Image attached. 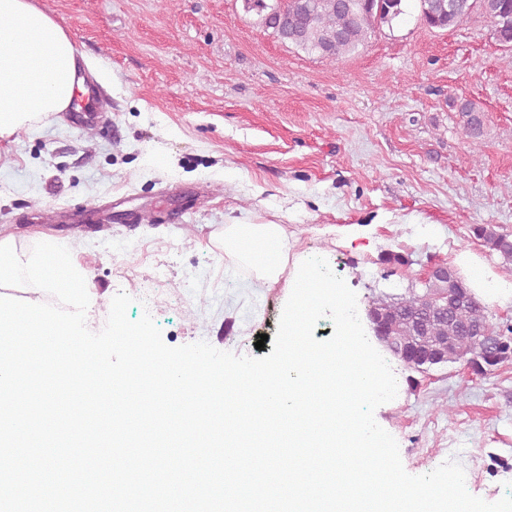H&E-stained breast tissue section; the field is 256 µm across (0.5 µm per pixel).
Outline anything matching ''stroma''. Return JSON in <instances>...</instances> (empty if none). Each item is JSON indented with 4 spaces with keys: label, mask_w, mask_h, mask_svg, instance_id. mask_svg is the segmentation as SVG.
<instances>
[{
    "label": "stroma",
    "mask_w": 512,
    "mask_h": 512,
    "mask_svg": "<svg viewBox=\"0 0 512 512\" xmlns=\"http://www.w3.org/2000/svg\"><path fill=\"white\" fill-rule=\"evenodd\" d=\"M33 2L103 73L110 118L84 126L50 114L0 138V239L21 253L46 235L78 252L95 285L91 331L122 291L128 319L151 314L167 346L204 340L256 355L288 291L237 273L221 241L228 224L285 225L361 312L465 251L512 280V266L468 239L473 224L512 234V50L489 19L429 29L413 4L329 61L274 38L243 0ZM463 99L488 130L476 166L456 116ZM342 224L356 246L336 234ZM387 252L408 265L389 272ZM387 362L398 393L374 417L405 471L452 459L470 494H512V364L475 379L456 363L414 389L409 369Z\"/></svg>",
    "instance_id": "stroma-1"
}]
</instances>
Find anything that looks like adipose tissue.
Returning a JSON list of instances; mask_svg holds the SVG:
<instances>
[{
    "label": "adipose tissue",
    "instance_id": "adipose-tissue-1",
    "mask_svg": "<svg viewBox=\"0 0 512 512\" xmlns=\"http://www.w3.org/2000/svg\"><path fill=\"white\" fill-rule=\"evenodd\" d=\"M82 89L79 61L65 29L30 0H0V137L66 111ZM465 265L477 298L512 307V281L477 261Z\"/></svg>",
    "mask_w": 512,
    "mask_h": 512
}]
</instances>
